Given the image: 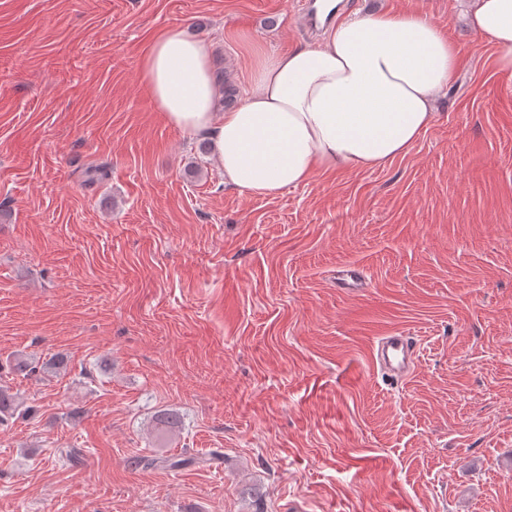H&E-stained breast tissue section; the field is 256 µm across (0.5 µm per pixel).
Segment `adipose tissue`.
I'll return each instance as SVG.
<instances>
[{
  "instance_id": "ef3b65f1",
  "label": "adipose tissue",
  "mask_w": 512,
  "mask_h": 512,
  "mask_svg": "<svg viewBox=\"0 0 512 512\" xmlns=\"http://www.w3.org/2000/svg\"><path fill=\"white\" fill-rule=\"evenodd\" d=\"M469 21L512 75V0H473ZM458 76L454 46L415 10L347 16L321 43L256 54L231 109L221 106L211 41L167 29L141 63L166 122L204 136L225 185L259 197L409 154L436 118L435 97Z\"/></svg>"
}]
</instances>
